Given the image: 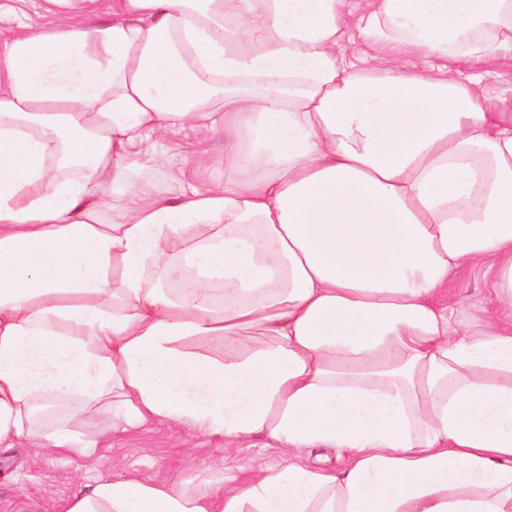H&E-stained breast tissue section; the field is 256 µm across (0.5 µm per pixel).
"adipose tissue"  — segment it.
Returning a JSON list of instances; mask_svg holds the SVG:
<instances>
[{"label": "adipose tissue", "instance_id": "adipose-tissue-1", "mask_svg": "<svg viewBox=\"0 0 512 512\" xmlns=\"http://www.w3.org/2000/svg\"><path fill=\"white\" fill-rule=\"evenodd\" d=\"M48 2L0 55V447L159 420L351 452L61 512H512V98L471 69L512 60V0ZM220 123L223 182L134 189L149 142ZM461 288H465L461 298V311L465 317L473 322L485 319L490 308L483 297L485 288H488L481 280L476 279L470 271H463L460 275ZM112 418L104 408L94 409L80 420V431L86 439H91L110 429Z\"/></svg>", "mask_w": 512, "mask_h": 512}]
</instances>
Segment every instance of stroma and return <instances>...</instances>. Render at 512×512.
<instances>
[{"mask_svg":"<svg viewBox=\"0 0 512 512\" xmlns=\"http://www.w3.org/2000/svg\"><path fill=\"white\" fill-rule=\"evenodd\" d=\"M44 0H17L15 7L0 8V50L21 28L38 29L54 23ZM232 134L216 128L209 142L211 158L199 164L198 145L191 131L170 135L152 146L132 180L146 195H181L187 182L207 186L224 179V146ZM150 484L186 485L207 490L208 479L225 467L238 470L240 479L251 476L253 460L285 466L292 458L279 448L225 450L223 441L193 430L168 429L150 422L115 438L99 459L84 467L62 464L24 448L0 451V512H59L61 506L92 479L112 477L113 458Z\"/></svg>","mask_w":512,"mask_h":512,"instance_id":"1","label":"stroma"}]
</instances>
